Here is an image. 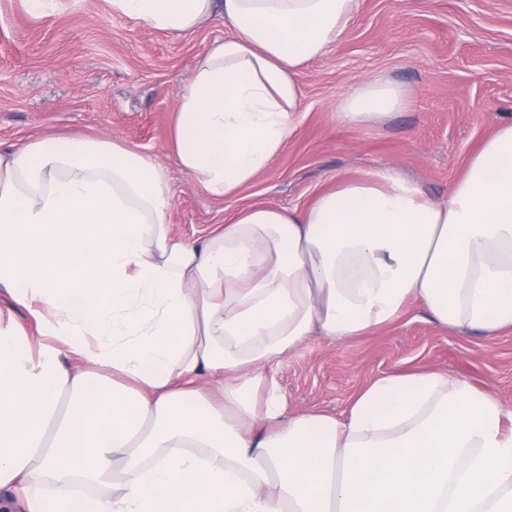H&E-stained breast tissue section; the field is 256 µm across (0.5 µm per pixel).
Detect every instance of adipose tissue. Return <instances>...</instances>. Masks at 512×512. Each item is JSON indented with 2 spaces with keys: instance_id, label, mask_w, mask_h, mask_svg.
<instances>
[{
  "instance_id": "adipose-tissue-1",
  "label": "adipose tissue",
  "mask_w": 512,
  "mask_h": 512,
  "mask_svg": "<svg viewBox=\"0 0 512 512\" xmlns=\"http://www.w3.org/2000/svg\"><path fill=\"white\" fill-rule=\"evenodd\" d=\"M109 3L170 34L217 14L232 28L198 60L171 133L181 168L224 199L282 149L300 69L359 8ZM404 105L372 79L340 111L359 127ZM0 296V492L17 512H512V409L493 395L389 374L342 416L292 413L268 373L412 302L445 328L512 329V120L447 201L376 170L301 210L240 208L203 241L174 232L155 158L32 137L0 151Z\"/></svg>"
}]
</instances>
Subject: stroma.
<instances>
[{
	"instance_id": "1",
	"label": "stroma",
	"mask_w": 512,
	"mask_h": 512,
	"mask_svg": "<svg viewBox=\"0 0 512 512\" xmlns=\"http://www.w3.org/2000/svg\"><path fill=\"white\" fill-rule=\"evenodd\" d=\"M231 34L220 15L178 37L113 14L108 0H56L39 17L24 0H0V148L35 135L120 140L161 162L174 231L203 240L239 208L302 209L337 179L377 168L447 199L470 157L512 118V0H360L337 42L299 72L293 134L223 201L180 168L169 135L198 59ZM372 77L401 86L408 102L382 123L351 127L339 105ZM430 369L512 407V330L460 333L415 305L366 336L314 337L272 367L290 411L333 416L377 377Z\"/></svg>"
}]
</instances>
